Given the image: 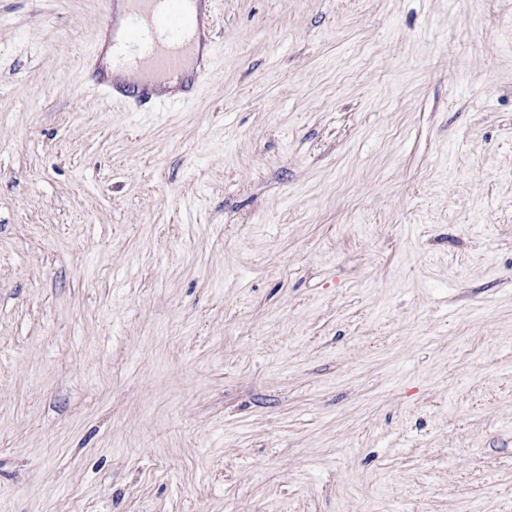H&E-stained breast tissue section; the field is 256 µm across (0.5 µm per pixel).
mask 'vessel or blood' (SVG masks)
<instances>
[{"label":"vessel or blood","mask_w":512,"mask_h":512,"mask_svg":"<svg viewBox=\"0 0 512 512\" xmlns=\"http://www.w3.org/2000/svg\"><path fill=\"white\" fill-rule=\"evenodd\" d=\"M215 24V0H104L99 41L119 31L127 45L144 48L142 58L123 61L127 76L113 80V89L141 100L155 92L157 80L178 75L189 57L196 78H204L213 55L198 51L196 38Z\"/></svg>","instance_id":"b4317fda"}]
</instances>
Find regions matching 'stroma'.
I'll return each mask as SVG.
<instances>
[{
	"instance_id": "35a3bbf8",
	"label": "stroma",
	"mask_w": 512,
	"mask_h": 512,
	"mask_svg": "<svg viewBox=\"0 0 512 512\" xmlns=\"http://www.w3.org/2000/svg\"><path fill=\"white\" fill-rule=\"evenodd\" d=\"M0 0V512H512V0H219L187 101Z\"/></svg>"
}]
</instances>
